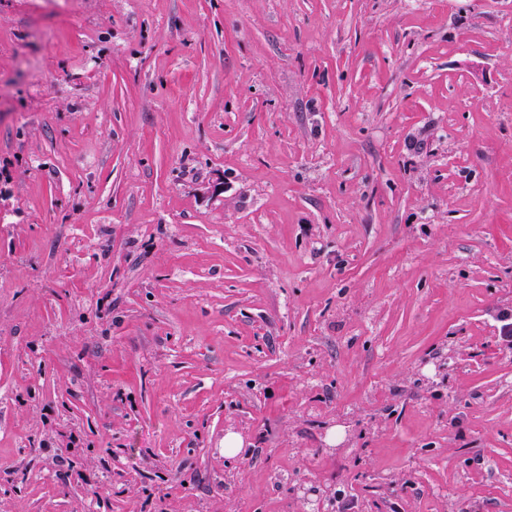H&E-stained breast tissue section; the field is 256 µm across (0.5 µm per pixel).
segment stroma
Wrapping results in <instances>:
<instances>
[{
	"label": "stroma",
	"mask_w": 512,
	"mask_h": 512,
	"mask_svg": "<svg viewBox=\"0 0 512 512\" xmlns=\"http://www.w3.org/2000/svg\"><path fill=\"white\" fill-rule=\"evenodd\" d=\"M508 321L512 0H0V512H512Z\"/></svg>",
	"instance_id": "1"
}]
</instances>
